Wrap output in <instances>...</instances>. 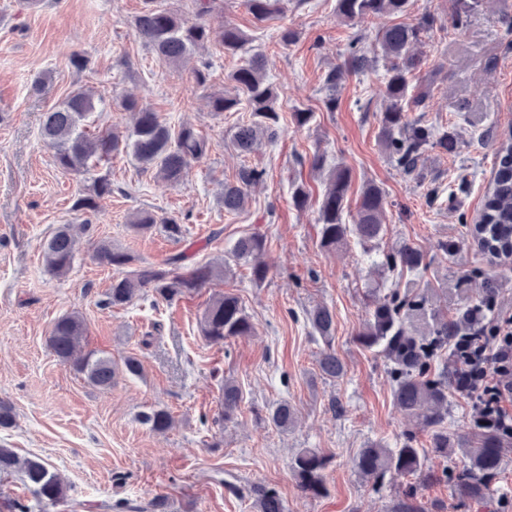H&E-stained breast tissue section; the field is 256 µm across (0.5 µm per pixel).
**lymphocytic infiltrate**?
<instances>
[{
  "label": "lymphocytic infiltrate",
  "instance_id": "1",
  "mask_svg": "<svg viewBox=\"0 0 512 512\" xmlns=\"http://www.w3.org/2000/svg\"><path fill=\"white\" fill-rule=\"evenodd\" d=\"M466 321V333L454 343L460 363L450 387L477 410L478 428L512 439V315L489 300Z\"/></svg>",
  "mask_w": 512,
  "mask_h": 512
}]
</instances>
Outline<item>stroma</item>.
Returning a JSON list of instances; mask_svg holds the SVG:
<instances>
[{"label":"stroma","instance_id":"obj_1","mask_svg":"<svg viewBox=\"0 0 512 512\" xmlns=\"http://www.w3.org/2000/svg\"><path fill=\"white\" fill-rule=\"evenodd\" d=\"M142 0H0V400L12 404L17 425L0 430V445L19 456L52 463L68 487L53 512H110L121 500L163 496L166 512H257L250 488H275L286 512H390L405 494H415L428 512H512V446L486 502L457 498L448 479L463 468L448 461V474L422 483L399 476L374 486L359 477L353 456L372 441L390 444L412 434L419 447L430 436L393 402V378L383 357L355 340L368 313L364 293L384 295L395 279H380L356 243L327 251L317 235L324 184L311 171L313 154L349 167L348 193L357 199L365 184L379 185L387 198L389 232L380 243L390 251L407 243L423 251L428 267L421 282L476 293L485 279L495 282L496 304L512 314V259L497 260L472 237L502 137L512 127V0H484L460 30H434L422 47L424 62L411 79L430 85L417 113L435 132L454 133L456 153L436 150L421 160L426 179L404 177L378 141L382 72L350 74L338 89L335 111L323 105L321 77L343 63L353 39L371 57L381 56L375 35L392 17L342 22L336 0H281V10L255 24L243 0H224V10L207 16L212 28L232 25L252 36L268 59L267 80L279 94L284 132L262 142L248 156L229 145L247 110L212 112L215 94L237 95L231 74L243 59L207 43L174 67L159 60L139 39L133 21ZM297 31L295 43L279 41L281 29ZM91 59L80 71L75 54ZM210 63L206 88L193 89L194 67ZM48 76L45 92L32 90ZM80 87L99 101L87 129L126 130L132 116L121 106L132 96L149 104L172 127L193 125L210 141L192 162L182 184L142 171L129 155L109 163L117 191L98 213L74 211V199L88 191L94 175H75L55 164V148L43 139L44 115ZM310 109L305 126L295 110ZM264 169L265 180L251 193L243 213L229 214L220 202L225 182L242 165ZM310 192L307 208L291 202L293 182ZM149 210L176 219L181 240L161 230L142 234L130 227L133 214ZM88 225L71 271L52 276L42 243L56 227ZM257 230L268 239L269 274L254 284L248 266L231 262L242 234ZM112 242L138 261L158 264L184 251L192 264L225 262L223 276L173 304L146 296L123 308L102 301L114 271L95 256L99 240ZM456 245L454 256L440 242ZM236 293L251 316L254 335L221 344L206 342L199 321L212 295ZM328 307L336 316L337 355L347 367L339 380L323 378L317 361L323 347L306 313ZM76 311L85 319V350L115 362L137 357L140 378L119 377L109 389L89 385L62 364L48 345L53 321ZM233 379L243 391L233 421L217 422L220 386ZM290 402L298 420L287 431L268 425L267 409ZM161 407L173 427L156 433L142 412ZM302 448L330 454L328 493H301L290 469Z\"/></svg>","mask_w":512,"mask_h":512}]
</instances>
